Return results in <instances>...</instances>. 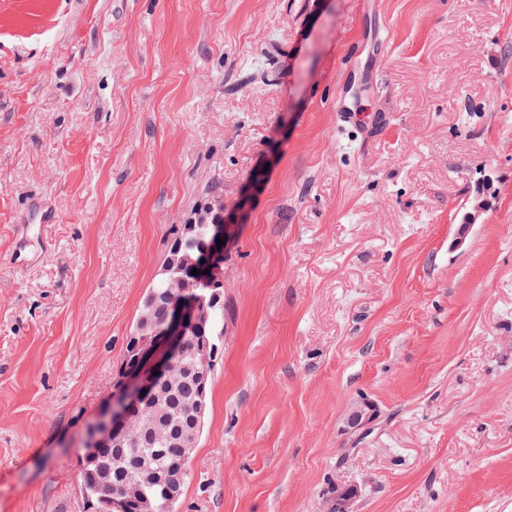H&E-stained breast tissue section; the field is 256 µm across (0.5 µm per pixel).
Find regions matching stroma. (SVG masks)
<instances>
[{"label": "stroma", "mask_w": 512, "mask_h": 512, "mask_svg": "<svg viewBox=\"0 0 512 512\" xmlns=\"http://www.w3.org/2000/svg\"><path fill=\"white\" fill-rule=\"evenodd\" d=\"M253 179L175 512H512V0H0V512H98L172 231ZM376 408L374 404L365 398L353 403L345 418V429L352 433H364L374 420Z\"/></svg>", "instance_id": "35a3bbf8"}]
</instances>
